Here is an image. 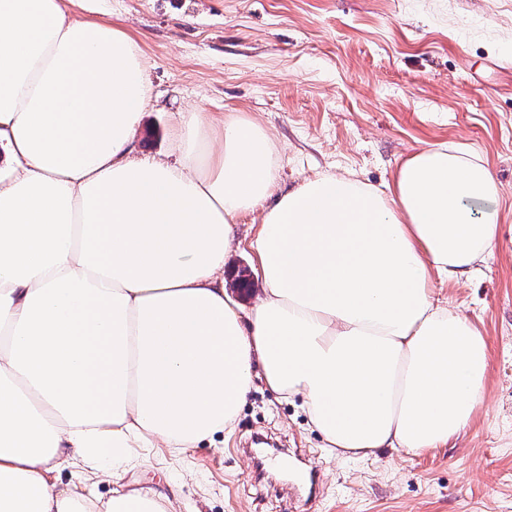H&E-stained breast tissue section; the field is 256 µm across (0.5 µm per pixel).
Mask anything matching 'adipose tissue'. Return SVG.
<instances>
[{
    "instance_id": "ef3b65f1",
    "label": "adipose tissue",
    "mask_w": 512,
    "mask_h": 512,
    "mask_svg": "<svg viewBox=\"0 0 512 512\" xmlns=\"http://www.w3.org/2000/svg\"><path fill=\"white\" fill-rule=\"evenodd\" d=\"M102 0H0V512H170L51 482L61 458L120 468L232 433L262 377L331 453L446 447L484 398L482 331L438 299L494 257L499 188L478 153L408 157L387 190L349 175L278 190L267 131L187 112L177 164L128 153L149 100ZM265 290H224L235 218ZM260 214L261 208L258 207L254 212L245 213L236 220L240 244L233 247L224 260L225 290L245 311L253 307L257 297L265 288L256 255L250 247V242L257 230V226L252 224H260ZM242 268H248L247 274L250 273L249 278L252 283L250 288L241 290L247 297H242L231 285L237 277V272Z\"/></svg>"
}]
</instances>
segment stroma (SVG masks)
Returning <instances> with one entry per match:
<instances>
[{"mask_svg": "<svg viewBox=\"0 0 512 512\" xmlns=\"http://www.w3.org/2000/svg\"><path fill=\"white\" fill-rule=\"evenodd\" d=\"M112 21L138 43L150 99L132 157L177 163L180 113L240 112L273 139L279 185L351 174L383 189L405 158L441 143L481 154L501 187L495 257L472 279L433 281L467 315L490 355L484 402L447 447L331 456L299 402L255 378L232 435L172 455L140 448L120 478L66 460L58 483L109 499L168 494L175 512H512V0H111ZM259 212L238 220L224 282L248 269L237 302L264 280L250 242ZM293 453L320 480L315 494L248 450Z\"/></svg>", "mask_w": 512, "mask_h": 512, "instance_id": "35a3bbf8", "label": "stroma"}]
</instances>
